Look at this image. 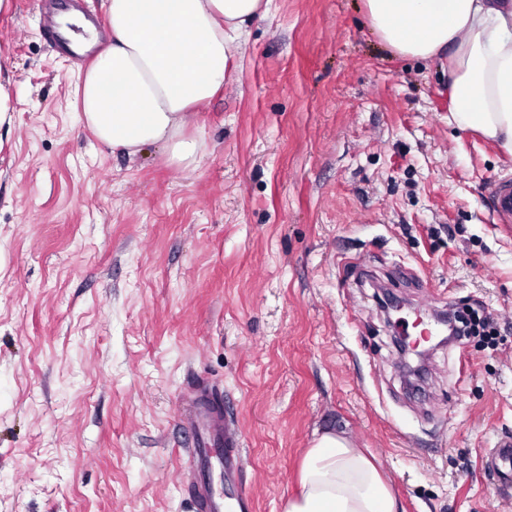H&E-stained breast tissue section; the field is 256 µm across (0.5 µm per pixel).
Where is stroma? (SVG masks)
<instances>
[{"mask_svg":"<svg viewBox=\"0 0 512 512\" xmlns=\"http://www.w3.org/2000/svg\"><path fill=\"white\" fill-rule=\"evenodd\" d=\"M43 0L0 12V512H193L196 380L241 425L243 486L283 512L315 432L373 457L403 512H512V156L450 121L448 61L392 53L362 0H272L196 116L194 167L101 144L87 63ZM478 312L409 388L372 297ZM50 39L56 43L60 53L72 57L89 59L95 53L94 46H89L87 44L74 41L66 31H63L60 28V26L55 29L54 35H51ZM488 201L493 214L498 218L497 224H512V185L497 183L490 187ZM455 323V333H458V336H470L482 332L484 336L492 339L496 332L492 321L486 316H479L478 314L472 315L470 319L455 320ZM481 467L501 484L512 483V439L500 440L494 448L486 449L481 457Z\"/></svg>","mask_w":512,"mask_h":512,"instance_id":"1","label":"stroma"}]
</instances>
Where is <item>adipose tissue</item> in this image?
Listing matches in <instances>:
<instances>
[{
	"label": "adipose tissue",
	"mask_w": 512,
	"mask_h": 512,
	"mask_svg": "<svg viewBox=\"0 0 512 512\" xmlns=\"http://www.w3.org/2000/svg\"><path fill=\"white\" fill-rule=\"evenodd\" d=\"M272 0H108L110 38L82 77L79 110L105 146L164 147L197 161L185 131L223 88L229 60ZM391 51L447 56L453 121L512 154V0H363ZM284 512H399L389 482L349 438H315Z\"/></svg>",
	"instance_id": "obj_1"
}]
</instances>
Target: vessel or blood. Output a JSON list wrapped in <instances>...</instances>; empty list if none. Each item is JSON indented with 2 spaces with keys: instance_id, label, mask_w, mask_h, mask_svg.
Masks as SVG:
<instances>
[{
  "instance_id": "b4317fda",
  "label": "vessel or blood",
  "mask_w": 512,
  "mask_h": 512,
  "mask_svg": "<svg viewBox=\"0 0 512 512\" xmlns=\"http://www.w3.org/2000/svg\"><path fill=\"white\" fill-rule=\"evenodd\" d=\"M53 40L61 53L91 58L94 47L76 42L62 29H55ZM488 201L499 223L512 224V185L494 184ZM195 431L190 457L195 481L191 498L197 512H255V501L242 489L238 478L246 459L243 432L231 415L225 413L212 393L199 392L187 410ZM484 472L503 484L512 483V439L498 441L481 457Z\"/></svg>"
}]
</instances>
